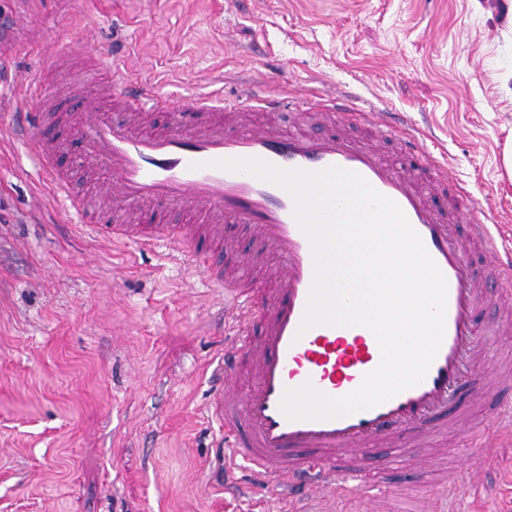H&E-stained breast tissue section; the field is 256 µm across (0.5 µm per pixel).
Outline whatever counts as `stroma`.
Here are the masks:
<instances>
[{
    "label": "stroma",
    "instance_id": "1",
    "mask_svg": "<svg viewBox=\"0 0 512 512\" xmlns=\"http://www.w3.org/2000/svg\"><path fill=\"white\" fill-rule=\"evenodd\" d=\"M117 71L174 96L235 99L250 79L313 101L343 89L405 117L469 199L512 218V0H0V512H279L265 488L228 489L224 290L167 246L89 235L45 189L12 134L24 90L86 71L90 45ZM54 160L78 195L106 200L78 125L55 116ZM256 275L272 254L224 227ZM493 407L448 433L431 473L391 463L375 489L315 512H431L456 465L482 472L452 512H512V440L480 448Z\"/></svg>",
    "mask_w": 512,
    "mask_h": 512
}]
</instances>
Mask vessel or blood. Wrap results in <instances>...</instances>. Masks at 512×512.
<instances>
[{"instance_id": "1", "label": "vessel or blood", "mask_w": 512, "mask_h": 512, "mask_svg": "<svg viewBox=\"0 0 512 512\" xmlns=\"http://www.w3.org/2000/svg\"><path fill=\"white\" fill-rule=\"evenodd\" d=\"M134 119L117 125L109 111L88 94L74 111L84 127L85 156L115 203L135 212L156 207L187 211L188 224H131L115 219L96 225L112 243L157 247L177 244L184 258L198 261L196 241L206 225L245 224L278 258L272 287L242 284L238 275L207 262L211 278L223 286L224 393L215 413L224 421L226 466L250 471L257 485L284 499L337 496L370 486L362 463L368 447L387 448L415 469L429 463L432 439L445 436L485 402L493 387L512 384L491 362L480 343L475 321L497 306L496 335L512 334V239L479 205L449 202L436 208V193L447 191L448 171L425 140L398 130L390 113L358 109L339 97L311 105L262 91L238 101L224 98H158L142 83L119 78ZM174 113L164 132L143 126L140 113ZM294 114L290 131L246 120L249 112ZM373 129L367 146L337 131V123ZM41 110L26 113L14 135L30 143L44 160V179L56 196L69 198L67 183L48 167L51 148L40 129ZM399 135L400 149L417 160L414 169L387 162L382 146ZM258 158L282 169L320 171L331 166L363 176L392 200L447 281L445 335L425 378L386 402L351 415L323 420H291L281 411L285 390L303 384L331 397L344 396L381 361L375 335L364 327L299 326L314 279L310 241L294 215V201L283 188L253 175L217 168L225 159ZM250 386L239 392L241 378Z\"/></svg>"}]
</instances>
